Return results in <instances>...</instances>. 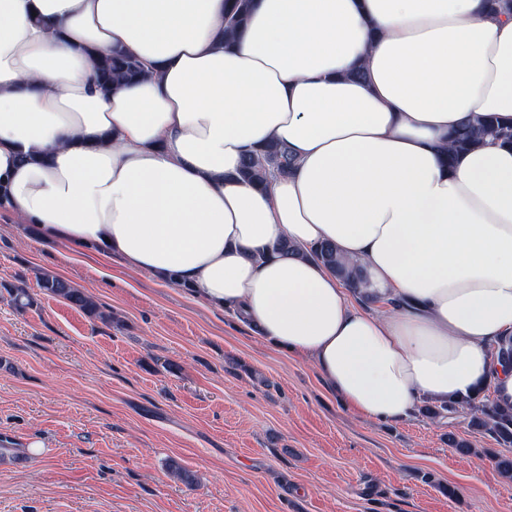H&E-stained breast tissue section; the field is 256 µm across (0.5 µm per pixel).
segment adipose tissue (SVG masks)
<instances>
[{
    "mask_svg": "<svg viewBox=\"0 0 512 512\" xmlns=\"http://www.w3.org/2000/svg\"><path fill=\"white\" fill-rule=\"evenodd\" d=\"M484 4L253 0L228 44L225 0H0V205L243 315L370 419L480 387L511 409L512 143L441 152L512 125V15ZM107 48L147 75L102 94ZM272 142L294 168L240 180ZM323 245L398 308L351 305ZM487 139L491 143H511L512 125L500 124L493 117L463 124L448 138V158L453 159L459 153L483 145Z\"/></svg>",
    "mask_w": 512,
    "mask_h": 512,
    "instance_id": "1",
    "label": "adipose tissue"
}]
</instances>
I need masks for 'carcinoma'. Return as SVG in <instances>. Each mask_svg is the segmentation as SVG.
Wrapping results in <instances>:
<instances>
[{"instance_id":"obj_1","label":"carcinoma","mask_w":512,"mask_h":512,"mask_svg":"<svg viewBox=\"0 0 512 512\" xmlns=\"http://www.w3.org/2000/svg\"><path fill=\"white\" fill-rule=\"evenodd\" d=\"M251 11L252 0H229L224 16V39L233 40L245 28ZM95 67L98 73L99 89L105 95L112 91L115 83L137 79L148 73L147 68L140 61L112 49L97 52ZM487 141L511 143L512 125L501 124L493 117H484L463 124L448 138V158L452 159ZM293 165L294 158L286 147L270 143L264 147L260 156L251 157L242 165L239 177L254 185H264L268 181L269 171L286 174ZM316 254L336 272L345 285L357 291L362 298L369 299V294L364 291L367 282L359 265L342 260L334 247L322 246L317 249ZM39 288L44 293L61 298L70 306L87 314H98V307L87 292L74 287L60 277L42 276L39 279ZM492 356L501 366L507 368L512 366V336L502 337L493 347ZM459 409L470 411L469 426L471 428L486 431L498 444L506 448L512 447V410H505L498 406L483 390L446 404L426 405L421 408V411L428 417H436L442 411L451 413ZM454 445L462 453L474 454L494 461L503 477L512 480V457L495 448H484L478 451L467 441H456Z\"/></svg>"}]
</instances>
